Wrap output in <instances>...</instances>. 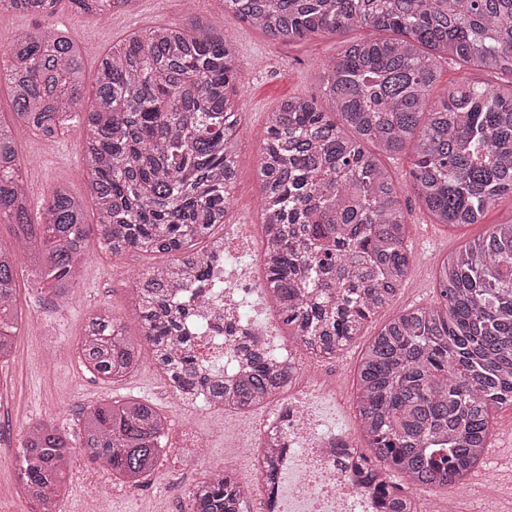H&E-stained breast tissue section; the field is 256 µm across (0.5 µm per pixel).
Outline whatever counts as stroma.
<instances>
[{"label":"stroma","mask_w":512,"mask_h":512,"mask_svg":"<svg viewBox=\"0 0 512 512\" xmlns=\"http://www.w3.org/2000/svg\"><path fill=\"white\" fill-rule=\"evenodd\" d=\"M196 12L204 21L223 30L236 48L239 82L233 101L243 113L244 122L240 130L234 204L228 215L231 220L254 224L260 214L257 168L268 112L291 97L321 99L324 62L339 55L345 39H374L379 32L363 27L345 37L325 35L288 45L270 41L240 22L233 13L225 11L223 0H198ZM57 15L65 19L69 33L87 47L83 98L87 107L93 103L98 62L113 42L157 25L177 28L185 25L180 0H137L132 11L117 12L104 20L78 14L63 2ZM17 143L32 205H39L58 186L85 198L88 258L73 301L63 309L55 306L47 288L38 285L27 262L18 263L21 332L9 361L0 363V512H33V503L18 478L17 469L18 450L29 422L51 418L74 434L78 431L81 412L101 400H121L134 395L150 401L167 416L185 415L187 424L205 438V458L238 457L240 446L254 437L258 418L228 422L219 412L183 409L180 401L165 393V381L148 358L133 374L115 383L94 378L84 369L78 351L88 308L95 306L125 320L128 336L137 337L136 324L127 319L126 283L133 275L165 264L167 258L139 252L118 258L101 254L97 210L86 199L75 132L47 141L23 131ZM406 217L410 271L401 289L338 359L320 362L316 370L327 384L335 385L337 395H352L361 355L387 321L405 308L438 302L436 260L481 239L489 225L512 221V196L497 200L481 224L452 227L432 223L414 198L409 201ZM491 419L490 442L496 449L495 455L485 457L483 466L472 474L468 483L449 487L437 495L422 491L421 496L431 512H448L452 502L459 505V512H478L470 491L472 484L498 477L512 479V406L494 410ZM200 480L198 466L183 462L171 453L142 486L129 490L78 453L59 507L61 512H80L84 499L92 498L97 500L102 512H190V492Z\"/></svg>","instance_id":"obj_1"}]
</instances>
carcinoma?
<instances>
[{
  "label": "carcinoma",
  "instance_id": "carcinoma-1",
  "mask_svg": "<svg viewBox=\"0 0 512 512\" xmlns=\"http://www.w3.org/2000/svg\"><path fill=\"white\" fill-rule=\"evenodd\" d=\"M62 0H0V18H51ZM93 17L136 0H67ZM224 9L270 40L298 43L372 27L324 64L328 109L291 97L268 113L259 154L263 271L282 325L314 357L333 359L395 296L408 273L402 187L380 157L415 146L409 186L435 224L481 223L512 195V0H224ZM192 31L155 26L102 55L95 101L84 112L83 47L51 23L14 34L0 63L11 120L0 118V361L20 333L17 258L24 256L60 307L87 257L83 199L60 186L38 221L17 151V132L55 139L79 132L83 176L93 187L99 248L170 260L133 277L142 341L104 311L88 319L80 358L93 375L120 380L149 355L181 401L249 409L288 388V368L256 336H241L208 303L224 250L237 175L242 114L224 33L190 16ZM493 79L429 97L442 61ZM440 302L403 310L363 351L356 377L367 482L384 512H419L399 493L401 475L430 489L467 480L483 464L491 411L512 406V221L493 225L436 269ZM204 318L235 346V373L204 364L193 326ZM168 417L130 397L82 413L77 436L53 420L30 424L19 478L35 512H59L75 451L132 488L160 464ZM275 487L268 448L256 449ZM384 466L372 464V460ZM246 493L225 470L191 492L194 512H243Z\"/></svg>",
  "mask_w": 512,
  "mask_h": 512
}]
</instances>
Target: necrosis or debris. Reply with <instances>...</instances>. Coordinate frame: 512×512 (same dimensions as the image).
Segmentation results:
<instances>
[{
    "instance_id": "necrosis-or-debris-1",
    "label": "necrosis or debris",
    "mask_w": 512,
    "mask_h": 512,
    "mask_svg": "<svg viewBox=\"0 0 512 512\" xmlns=\"http://www.w3.org/2000/svg\"><path fill=\"white\" fill-rule=\"evenodd\" d=\"M248 249L240 225H225L224 288L215 302L228 317L251 313L249 297L265 285L239 264ZM262 342L287 366L288 389L268 409L258 434L280 450L276 489L268 491L261 480H253L251 498L265 499V512H379L377 498L353 466L359 448L336 428L335 403L325 402V387L304 375L309 355L282 347L271 336Z\"/></svg>"
}]
</instances>
